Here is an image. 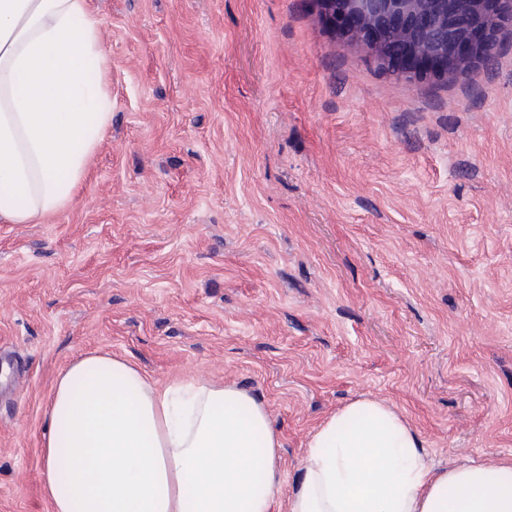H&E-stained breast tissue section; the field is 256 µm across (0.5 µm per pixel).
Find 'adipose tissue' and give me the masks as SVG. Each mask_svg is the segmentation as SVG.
Masks as SVG:
<instances>
[{"instance_id": "1", "label": "adipose tissue", "mask_w": 512, "mask_h": 512, "mask_svg": "<svg viewBox=\"0 0 512 512\" xmlns=\"http://www.w3.org/2000/svg\"><path fill=\"white\" fill-rule=\"evenodd\" d=\"M89 0H0V222L65 210L112 124L111 61ZM51 512H272L278 431L246 390L152 380L91 352L46 406ZM288 512H512V460L434 468L420 434L362 396L312 431Z\"/></svg>"}]
</instances>
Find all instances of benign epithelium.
<instances>
[{
  "instance_id": "obj_1",
  "label": "benign epithelium",
  "mask_w": 512,
  "mask_h": 512,
  "mask_svg": "<svg viewBox=\"0 0 512 512\" xmlns=\"http://www.w3.org/2000/svg\"><path fill=\"white\" fill-rule=\"evenodd\" d=\"M323 23L370 51L379 69L448 82L491 65L512 35V0H317Z\"/></svg>"
}]
</instances>
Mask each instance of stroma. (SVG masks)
<instances>
[{
    "label": "stroma",
    "instance_id": "1",
    "mask_svg": "<svg viewBox=\"0 0 512 512\" xmlns=\"http://www.w3.org/2000/svg\"><path fill=\"white\" fill-rule=\"evenodd\" d=\"M112 125L72 204L0 223V512H50L45 409L91 351L261 399L278 500L361 396L430 462L512 458V37L443 84L316 0H91Z\"/></svg>",
    "mask_w": 512,
    "mask_h": 512
}]
</instances>
